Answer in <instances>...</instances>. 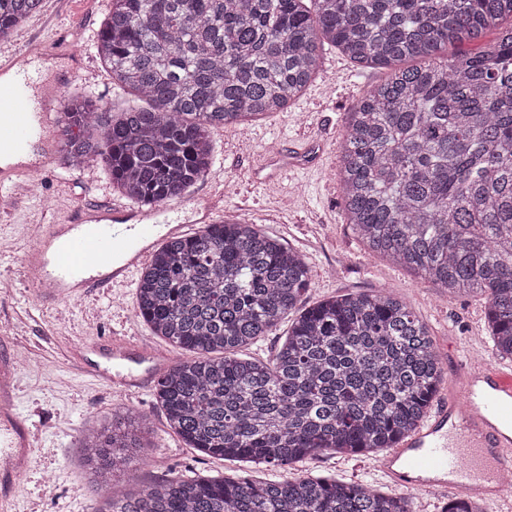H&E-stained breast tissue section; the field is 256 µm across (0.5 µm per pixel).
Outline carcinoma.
Wrapping results in <instances>:
<instances>
[{"instance_id":"cac0c4a2","label":"carcinoma","mask_w":512,"mask_h":512,"mask_svg":"<svg viewBox=\"0 0 512 512\" xmlns=\"http://www.w3.org/2000/svg\"><path fill=\"white\" fill-rule=\"evenodd\" d=\"M43 0H0V41ZM512 0H108L93 46L111 84L63 112L64 167L100 161L113 189L152 209L212 165L209 130L286 112L336 48L392 68L346 113L336 176L365 249L450 298L482 295L491 351L512 360ZM497 33L491 50L468 49ZM422 64L401 66L405 61ZM93 132L86 135L84 129ZM305 257L256 224L224 219L156 248L136 287L152 333L191 356L156 399L188 447L288 471L322 454L378 456L428 415L444 370L427 324L394 293L301 305ZM285 320L266 360L238 350ZM116 407L82 439L105 489L159 444ZM95 512H413L409 496L329 477L172 475Z\"/></svg>"}]
</instances>
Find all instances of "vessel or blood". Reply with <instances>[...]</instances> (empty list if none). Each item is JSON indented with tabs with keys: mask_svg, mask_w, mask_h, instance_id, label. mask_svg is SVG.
<instances>
[{
	"mask_svg": "<svg viewBox=\"0 0 512 512\" xmlns=\"http://www.w3.org/2000/svg\"><path fill=\"white\" fill-rule=\"evenodd\" d=\"M20 51H0V155H17L14 163L0 162V186L16 189L20 182L43 172L62 147L58 118L64 110L62 94L72 75L45 85L38 69L22 67ZM321 142L305 139L300 148L267 157L256 172L257 180L270 182L295 168L314 165ZM33 152L37 165L21 162L20 154ZM166 207L150 213L117 204L81 203L71 208L65 223L40 224L37 243L24 254L25 264L36 273V300L68 299L89 288L124 284L149 257L155 236H180L179 223H158ZM64 242V261L51 252L56 240ZM104 354L143 364L144 374L115 376L98 370V377L118 392L141 385L166 368L164 355L144 346L128 349L113 343ZM459 385L437 401L419 430L386 449L376 466L391 484L421 487L429 495L455 492L482 496L512 512V501L501 498L496 484L500 474L512 470V365L495 361L461 363ZM18 369L13 353L0 354V512H15L14 488L27 468L33 447L30 427L15 410Z\"/></svg>",
	"mask_w": 512,
	"mask_h": 512,
	"instance_id": "1",
	"label": "vessel or blood"
}]
</instances>
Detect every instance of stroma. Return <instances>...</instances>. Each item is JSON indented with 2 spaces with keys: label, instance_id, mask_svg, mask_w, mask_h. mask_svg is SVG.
<instances>
[{
  "label": "stroma",
  "instance_id": "35a3bbf8",
  "mask_svg": "<svg viewBox=\"0 0 512 512\" xmlns=\"http://www.w3.org/2000/svg\"><path fill=\"white\" fill-rule=\"evenodd\" d=\"M107 13L106 0H43L39 13L16 31V38L45 42L83 32L79 52L91 61L89 72L69 88L70 96L87 93L109 99L121 110L125 98L111 85L91 39ZM323 69L312 81L324 88L323 98L304 94L289 108L261 120L212 129L214 163L204 178L194 183L184 198L171 201L173 220L189 223L193 203L223 198L224 214L258 224L262 230L302 253L310 268L311 286L303 300L313 304L328 296L395 291L424 320L440 359L448 360L446 381L460 375L466 352L490 351L484 319L485 299L476 295L449 301L441 290L406 268L368 254L345 220L339 186L332 175L338 165V145L344 119L353 104L371 86L385 79L387 69H360L338 50L326 52ZM318 138L324 150L317 165L268 184H257L253 171L277 149L298 145L304 136ZM243 148V158L233 156ZM30 189L11 211L0 216V344L24 343L31 365L21 372L17 407L32 427L37 446L29 470L21 477L17 512H92L102 492L92 486L81 462L85 433L118 406L146 416L155 429L160 449L146 460L128 483L116 492L127 495L140 485L170 475L272 478V471L247 463L224 461L187 448L167 427L155 397L154 384L113 395L108 383L84 373L68 356L70 348L87 342L144 343L164 349L171 362L186 353L154 336L135 313L136 280L123 286L95 291L80 298L38 303L23 256L33 225L60 219L78 202L112 199L116 193L102 163L95 162L77 175L54 163L29 181ZM371 458L323 455L293 466L297 476L314 474L344 481H366L375 488L383 483Z\"/></svg>",
  "mask_w": 512,
  "mask_h": 512
}]
</instances>
